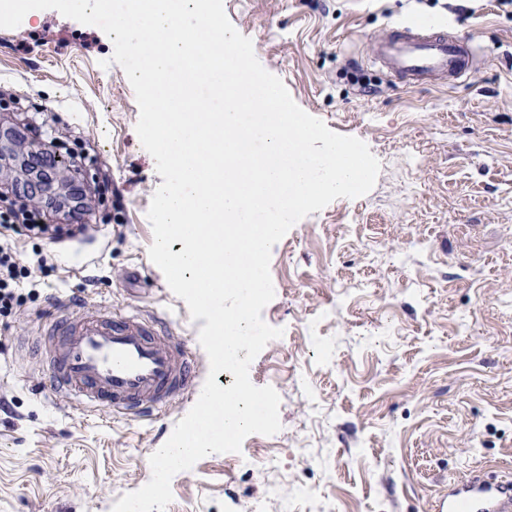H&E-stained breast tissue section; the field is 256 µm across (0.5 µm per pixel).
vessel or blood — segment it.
I'll return each instance as SVG.
<instances>
[{
    "mask_svg": "<svg viewBox=\"0 0 512 512\" xmlns=\"http://www.w3.org/2000/svg\"><path fill=\"white\" fill-rule=\"evenodd\" d=\"M376 58L404 88L435 82L457 86L476 64L471 38L432 23H398L377 44ZM47 334L49 362L42 391L135 415H156L192 389L194 365L169 323L104 310L91 318L70 301ZM430 512H512V483L476 475L449 486Z\"/></svg>",
    "mask_w": 512,
    "mask_h": 512,
    "instance_id": "vessel-or-blood-1",
    "label": "vessel or blood"
}]
</instances>
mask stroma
I'll list each match as a JSON object with an SVG mask.
<instances>
[{
  "label": "stroma",
  "instance_id": "1",
  "mask_svg": "<svg viewBox=\"0 0 512 512\" xmlns=\"http://www.w3.org/2000/svg\"><path fill=\"white\" fill-rule=\"evenodd\" d=\"M234 27L295 103L332 131L364 141L380 163L372 190L312 212L276 243L275 296L262 312L283 329L254 359V385L280 397L281 429L253 434L251 466L211 454L171 482L165 512H268L299 486L317 512H423L471 472L512 476V6L498 0H223ZM442 23L472 38L462 84L412 90L374 59L399 21ZM111 40L49 9L0 28V195L35 151L42 126L62 156L59 186L93 191L109 174L117 204L85 212L82 233L22 239L21 309L0 318V512H112L151 477L150 455L197 400L158 416L92 413L40 386L44 340L60 297L82 314L166 318L195 359L209 360L201 321L150 260L147 218L162 184L136 133L139 108Z\"/></svg>",
  "mask_w": 512,
  "mask_h": 512
}]
</instances>
